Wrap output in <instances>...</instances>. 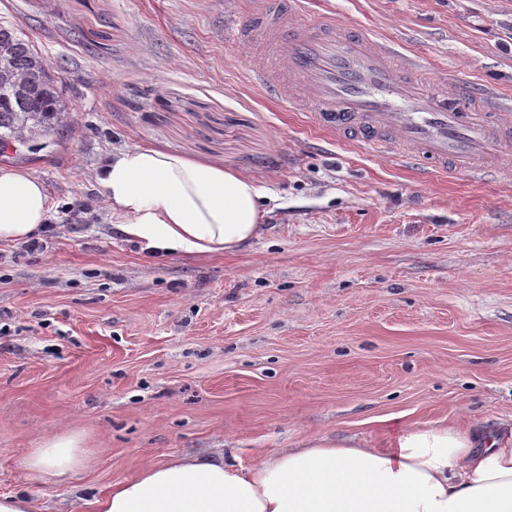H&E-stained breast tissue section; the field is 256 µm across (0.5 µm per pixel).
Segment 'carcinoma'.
Wrapping results in <instances>:
<instances>
[{
  "instance_id": "cac0c4a2",
  "label": "carcinoma",
  "mask_w": 512,
  "mask_h": 512,
  "mask_svg": "<svg viewBox=\"0 0 512 512\" xmlns=\"http://www.w3.org/2000/svg\"><path fill=\"white\" fill-rule=\"evenodd\" d=\"M0 69H42L44 59L12 26H0ZM55 80L45 75L37 96L31 98L7 81L0 80V143L18 138V132L37 122L43 130L63 123Z\"/></svg>"
}]
</instances>
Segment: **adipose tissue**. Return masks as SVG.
<instances>
[{"label": "adipose tissue", "mask_w": 512, "mask_h": 512, "mask_svg": "<svg viewBox=\"0 0 512 512\" xmlns=\"http://www.w3.org/2000/svg\"><path fill=\"white\" fill-rule=\"evenodd\" d=\"M117 229L142 250L232 252L258 233L260 190L248 174L135 146L93 173ZM55 207L27 169L0 167V242L30 239ZM85 437L64 431L26 451L25 468L52 479L86 469ZM96 512H512V418L491 430L434 422L384 441L311 436L243 468L224 454L144 467L95 501Z\"/></svg>", "instance_id": "obj_1"}]
</instances>
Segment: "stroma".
Listing matches in <instances>:
<instances>
[{"instance_id": "stroma-1", "label": "stroma", "mask_w": 512, "mask_h": 512, "mask_svg": "<svg viewBox=\"0 0 512 512\" xmlns=\"http://www.w3.org/2000/svg\"><path fill=\"white\" fill-rule=\"evenodd\" d=\"M512 104V0H304ZM248 0H0L65 104L48 149L0 152L56 207L0 243V494L95 512L112 483L204 450L254 466L312 435L512 417V172L419 178L256 93L225 29ZM151 146L253 176L257 237L147 258L93 169ZM74 430L88 469L21 459Z\"/></svg>"}]
</instances>
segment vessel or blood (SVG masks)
Segmentation results:
<instances>
[{
    "label": "vessel or blood",
    "mask_w": 512,
    "mask_h": 512,
    "mask_svg": "<svg viewBox=\"0 0 512 512\" xmlns=\"http://www.w3.org/2000/svg\"><path fill=\"white\" fill-rule=\"evenodd\" d=\"M249 13V25L227 31L245 48V74L322 131L402 164L432 161L442 174L494 168L512 151V114L495 89H483L477 104L469 87H449L447 76L420 83L416 75L429 61L399 58L355 27L305 18L301 0H251Z\"/></svg>",
    "instance_id": "b4317fda"
}]
</instances>
